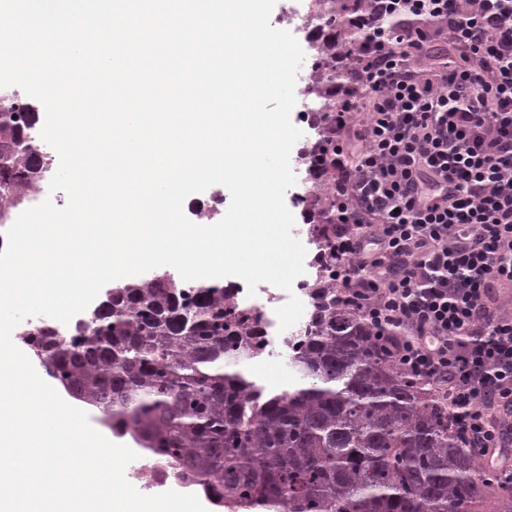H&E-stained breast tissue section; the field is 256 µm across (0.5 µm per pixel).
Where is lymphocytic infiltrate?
<instances>
[{"instance_id": "1", "label": "lymphocytic infiltrate", "mask_w": 512, "mask_h": 512, "mask_svg": "<svg viewBox=\"0 0 512 512\" xmlns=\"http://www.w3.org/2000/svg\"><path fill=\"white\" fill-rule=\"evenodd\" d=\"M365 121L336 165V279L374 341L443 389L458 436L512 481V0H374ZM457 49L435 70L412 58ZM456 50L445 39L431 42L417 58L416 66L420 69L437 67L443 62L450 61L455 56Z\"/></svg>"}]
</instances>
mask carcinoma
Returning a JSON list of instances; mask_svg holds the SVG:
<instances>
[{"label": "carcinoma", "instance_id": "cac0c4a2", "mask_svg": "<svg viewBox=\"0 0 512 512\" xmlns=\"http://www.w3.org/2000/svg\"><path fill=\"white\" fill-rule=\"evenodd\" d=\"M370 0H332L309 32L312 135L297 156L317 193L302 208L318 276L312 311L286 341L302 384L273 392L224 360L264 350L262 315L230 303L233 289L190 287L157 273L100 303L75 342L42 321L25 328L46 374L98 420L130 435L224 512H472L492 498L512 512V483L458 440L448 407L376 348L336 285V103L353 63L367 60ZM37 105L0 112V220L51 164L34 136Z\"/></svg>", "mask_w": 512, "mask_h": 512}]
</instances>
